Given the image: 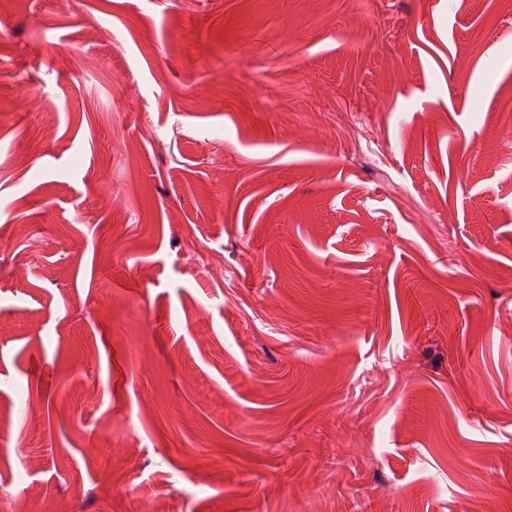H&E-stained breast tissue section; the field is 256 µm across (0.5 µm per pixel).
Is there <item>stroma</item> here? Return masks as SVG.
I'll return each instance as SVG.
<instances>
[{
	"instance_id": "1",
	"label": "stroma",
	"mask_w": 512,
	"mask_h": 512,
	"mask_svg": "<svg viewBox=\"0 0 512 512\" xmlns=\"http://www.w3.org/2000/svg\"><path fill=\"white\" fill-rule=\"evenodd\" d=\"M0 407V512H512V0H0Z\"/></svg>"
}]
</instances>
